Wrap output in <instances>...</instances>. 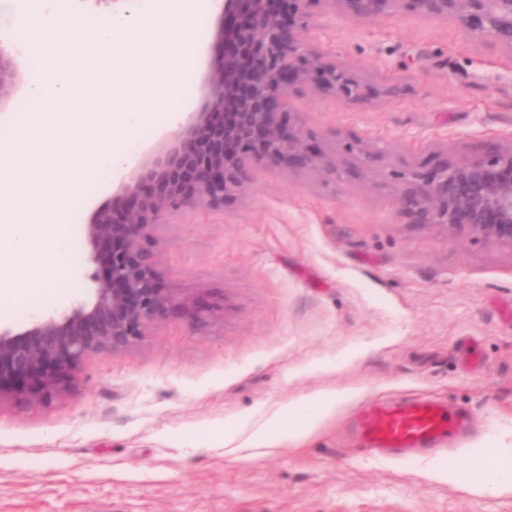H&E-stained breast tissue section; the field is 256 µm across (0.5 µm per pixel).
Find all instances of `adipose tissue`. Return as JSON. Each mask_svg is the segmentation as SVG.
I'll use <instances>...</instances> for the list:
<instances>
[{
  "label": "adipose tissue",
  "mask_w": 512,
  "mask_h": 512,
  "mask_svg": "<svg viewBox=\"0 0 512 512\" xmlns=\"http://www.w3.org/2000/svg\"><path fill=\"white\" fill-rule=\"evenodd\" d=\"M357 390L323 389L302 399L289 402L288 406L272 413L263 421L249 424V435L244 442L248 448H271L288 442L294 443L311 435L337 410L355 400ZM505 449L492 448L488 460L502 461L496 473L487 470L488 460L473 462L466 470H435L433 479L451 484L469 485L475 494H494L512 488V467L505 465Z\"/></svg>",
  "instance_id": "adipose-tissue-1"
}]
</instances>
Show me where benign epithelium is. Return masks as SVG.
<instances>
[{
    "mask_svg": "<svg viewBox=\"0 0 512 512\" xmlns=\"http://www.w3.org/2000/svg\"><path fill=\"white\" fill-rule=\"evenodd\" d=\"M425 18L451 20L468 40L490 39L512 56V0H224L219 62L206 70L202 108L146 152L115 187L117 202L96 211L84 227L90 260L89 299L45 313L22 333L0 322V402L29 407L56 399L89 355L125 351L145 329L179 313L200 322L195 299L165 288L146 245L166 217L201 205L224 207L258 164L298 173L336 170L301 128L285 116L310 90L347 104L396 97L351 67L310 48L305 10L322 3L373 23L398 2ZM22 73L0 48V108L12 99ZM413 224L463 229L490 245L512 247V135L493 154L448 158L416 172L397 198Z\"/></svg>",
    "mask_w": 512,
    "mask_h": 512,
    "instance_id": "1",
    "label": "benign epithelium"
}]
</instances>
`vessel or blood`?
Wrapping results in <instances>:
<instances>
[{"label": "vessel or blood", "instance_id": "1", "mask_svg": "<svg viewBox=\"0 0 512 512\" xmlns=\"http://www.w3.org/2000/svg\"><path fill=\"white\" fill-rule=\"evenodd\" d=\"M357 422L374 452L402 458L422 445L442 441L458 426L451 413L430 400L365 407Z\"/></svg>", "mask_w": 512, "mask_h": 512}]
</instances>
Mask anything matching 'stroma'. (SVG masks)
<instances>
[{
    "instance_id": "obj_1",
    "label": "stroma",
    "mask_w": 512,
    "mask_h": 512,
    "mask_svg": "<svg viewBox=\"0 0 512 512\" xmlns=\"http://www.w3.org/2000/svg\"><path fill=\"white\" fill-rule=\"evenodd\" d=\"M137 4L0 0V49L18 46L3 20L22 6L82 15L89 41L101 17ZM305 21L317 49L405 92L365 108L306 93L289 120L335 171L261 164L222 209L167 217L148 245L201 323L174 315L127 351L91 354L50 405L1 402L0 512H512V491L428 476L512 443V248L396 209L437 152L485 156L512 133V57L402 4L361 23L316 2ZM119 180L77 202L76 246L47 256L49 297L7 314L14 331L87 299L83 229ZM323 388L360 396L299 443L225 445L241 419ZM427 396L468 413L463 439L409 459L368 450L359 406Z\"/></svg>"
}]
</instances>
